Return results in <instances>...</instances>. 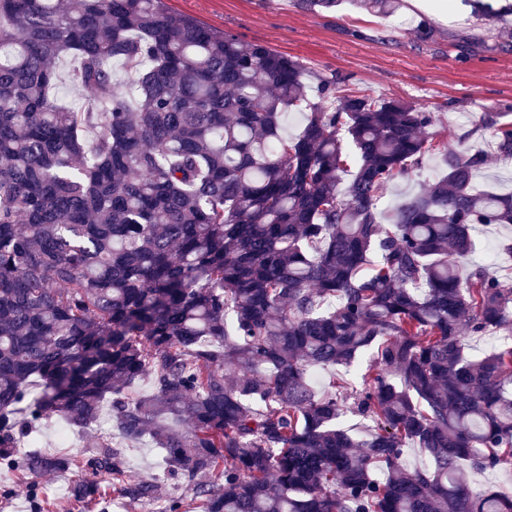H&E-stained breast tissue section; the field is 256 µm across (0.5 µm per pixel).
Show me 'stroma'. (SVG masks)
<instances>
[{
	"instance_id": "obj_1",
	"label": "stroma",
	"mask_w": 512,
	"mask_h": 512,
	"mask_svg": "<svg viewBox=\"0 0 512 512\" xmlns=\"http://www.w3.org/2000/svg\"><path fill=\"white\" fill-rule=\"evenodd\" d=\"M170 11L186 15L300 59L309 93L320 80H345L373 98H401L433 112L436 127L463 140L464 147L489 155L474 184L482 190L512 189V161L493 154L494 137L483 123L486 112L512 105V45L499 48L500 30L512 35V16L502 26L486 24L455 0H399L392 15L378 17L345 0L335 10L312 13L295 0H165ZM428 21L435 37L422 40L403 20ZM512 229H477L474 250L463 270L484 265L493 252L496 270L512 284V257L501 251ZM83 475L75 468L35 478L45 512H99L74 502L70 488Z\"/></svg>"
}]
</instances>
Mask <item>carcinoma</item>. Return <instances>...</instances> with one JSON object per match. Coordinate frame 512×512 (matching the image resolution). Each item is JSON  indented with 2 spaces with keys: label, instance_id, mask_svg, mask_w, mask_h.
Masks as SVG:
<instances>
[{
  "label": "carcinoma",
  "instance_id": "obj_1",
  "mask_svg": "<svg viewBox=\"0 0 512 512\" xmlns=\"http://www.w3.org/2000/svg\"><path fill=\"white\" fill-rule=\"evenodd\" d=\"M65 58L92 101L58 102ZM303 78L164 0H0L1 467L79 466L78 501L110 470L152 502L159 482L118 452L146 438L203 512H512L462 475L512 463V346L465 342L512 323V288L460 271L476 225L512 224V192L476 189L488 156L448 146L428 110L329 80L313 102ZM288 112L306 113L293 136ZM508 116L487 113L502 159ZM432 156L447 174L382 209ZM365 352L361 386L310 383ZM347 412L371 428L352 435ZM106 414L83 459L37 449L42 423ZM409 443L427 458L411 471Z\"/></svg>",
  "mask_w": 512,
  "mask_h": 512
}]
</instances>
